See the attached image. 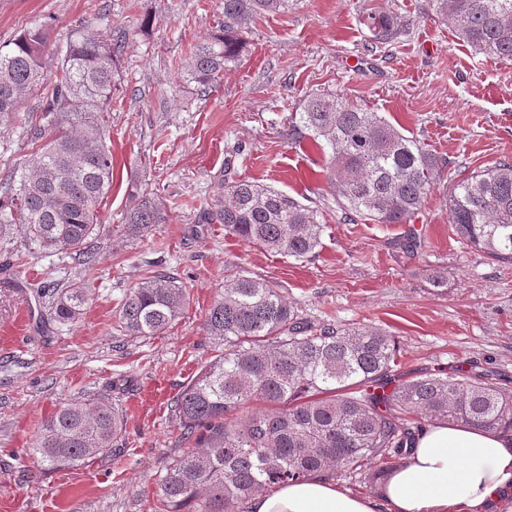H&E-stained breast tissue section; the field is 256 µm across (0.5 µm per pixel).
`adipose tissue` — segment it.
I'll return each mask as SVG.
<instances>
[{
    "mask_svg": "<svg viewBox=\"0 0 512 512\" xmlns=\"http://www.w3.org/2000/svg\"><path fill=\"white\" fill-rule=\"evenodd\" d=\"M512 496V440L464 423H429L386 479L379 499L320 475L253 495L248 512H489Z\"/></svg>",
    "mask_w": 512,
    "mask_h": 512,
    "instance_id": "obj_1",
    "label": "adipose tissue"
}]
</instances>
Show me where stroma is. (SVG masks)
<instances>
[{"mask_svg": "<svg viewBox=\"0 0 512 512\" xmlns=\"http://www.w3.org/2000/svg\"><path fill=\"white\" fill-rule=\"evenodd\" d=\"M100 3L93 13L87 0H0V46L51 23L43 55L50 75L76 27L108 42L126 37L106 128L114 172L99 205L93 272L66 253H28L18 236L0 243V331L19 330L14 345H0V512H153L157 479L182 449L170 401L218 354L205 315L240 274L282 285L314 323L385 329L399 342L403 370L475 364L512 381V264L479 255L448 223L456 181L512 160V60L474 53L435 21L431 0H298L288 13L250 24L240 60L204 96L184 82L183 67L223 22L224 0ZM371 12L392 17L405 35L373 46L363 23ZM322 91L382 113L444 160L414 220L422 249L399 247L404 225L341 221L319 146L288 134L308 96ZM50 93L42 84L0 123V176L29 153L26 119L46 108ZM227 166L321 212L314 258L274 254L202 223L224 192ZM143 188L153 190L163 221L134 239L125 216ZM155 267L178 278L188 304L164 334L126 336L117 329L119 305ZM435 275L445 287H432ZM80 278L93 296L82 318L54 325L45 314L21 326V305ZM89 394L123 411L124 441L80 467H45L32 451L42 422Z\"/></svg>", "mask_w": 512, "mask_h": 512, "instance_id": "obj_1", "label": "stroma"}]
</instances>
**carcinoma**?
I'll return each instance as SVG.
<instances>
[{
  "label": "carcinoma",
  "instance_id": "cac0c4a2",
  "mask_svg": "<svg viewBox=\"0 0 512 512\" xmlns=\"http://www.w3.org/2000/svg\"><path fill=\"white\" fill-rule=\"evenodd\" d=\"M293 0H224V24L196 46L183 80L206 90L238 62L254 20L288 12ZM437 21L475 53L512 59V0H433ZM380 44L403 28L368 15ZM48 26L23 31L0 47V122L44 80L41 56ZM120 38L107 43L89 29L73 31L51 79L48 107L29 124L34 149L22 174L0 178V239L19 226L24 245L94 262L98 206L112 187L105 143ZM50 132L40 147L35 144ZM328 149L327 178L346 224H409L434 191L441 161L379 112L334 93L306 100L291 129ZM224 196L207 219L233 236L304 260L321 246L319 211L282 192L222 175ZM449 223L474 250L512 262V161L459 179L448 197ZM140 238L161 223L153 196L142 191L125 218ZM86 281L57 290L51 320L70 323L90 301ZM187 293L163 269L122 299L118 324L127 336L164 333L182 314ZM207 335L224 345L171 402L186 450L171 458L157 483V512H244L247 499L274 485L314 474H357L382 483L413 450L424 421L465 423L512 438V391L479 366L459 373H401L394 336L371 326L322 324L304 318L261 277L238 275L224 285L205 317ZM123 412L106 399L65 402L43 421L33 451L51 469L106 456L124 431Z\"/></svg>",
  "mask_w": 512,
  "mask_h": 512
}]
</instances>
